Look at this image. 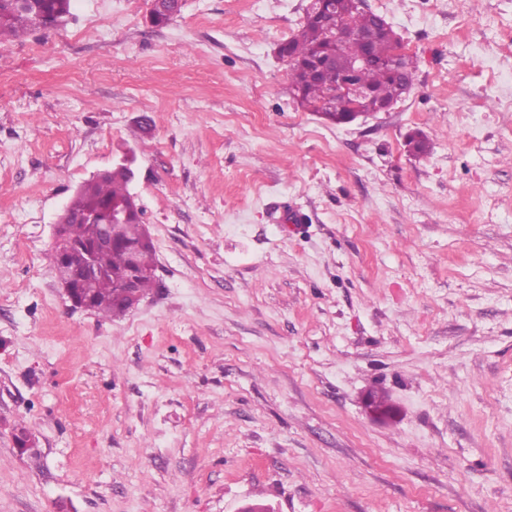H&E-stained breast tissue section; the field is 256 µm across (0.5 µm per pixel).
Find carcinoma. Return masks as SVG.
<instances>
[{
    "label": "carcinoma",
    "instance_id": "obj_1",
    "mask_svg": "<svg viewBox=\"0 0 512 512\" xmlns=\"http://www.w3.org/2000/svg\"><path fill=\"white\" fill-rule=\"evenodd\" d=\"M336 2L339 18L346 28L376 30L368 47L363 41L353 38L345 39L342 45L344 63L358 57L366 58L357 80L369 93L357 101L356 108L375 112L384 101L396 103L402 100L416 77V61L409 54L405 55L400 68L388 66V61L402 46V39L391 25L377 26L382 16L360 11L357 0ZM70 9L71 0H26L22 11L17 8V0H0V39L23 36L39 27L41 19L57 24L70 14ZM328 47L324 23L307 14L298 32L282 42L280 58L288 65L290 90L298 105L336 122L351 108L346 99L331 93L336 87L338 69L332 67L322 71L316 63ZM406 146L408 152L416 157L430 151V143L419 131L408 136ZM129 201L128 181L123 173L115 172L110 178L88 183L84 191L74 194L70 204L75 212H102L110 204ZM141 215V210L134 211L127 223L121 225L120 241L110 250L97 252L100 275L78 288L79 294L87 299L88 310L104 317H119L154 288L155 250L146 237ZM98 233L97 224L62 225L60 242L56 247L65 251L67 263L54 267L57 281L68 282L71 273L82 266L85 248L93 243ZM132 248L136 251L139 275L136 288L127 290L123 285L131 272L129 250Z\"/></svg>",
    "mask_w": 512,
    "mask_h": 512
}]
</instances>
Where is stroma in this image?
I'll return each mask as SVG.
<instances>
[{"instance_id": "obj_1", "label": "stroma", "mask_w": 512, "mask_h": 512, "mask_svg": "<svg viewBox=\"0 0 512 512\" xmlns=\"http://www.w3.org/2000/svg\"><path fill=\"white\" fill-rule=\"evenodd\" d=\"M308 4L0 40V512H512V0H366L416 80L346 125L276 54ZM128 152L157 286L110 319L53 229Z\"/></svg>"}]
</instances>
